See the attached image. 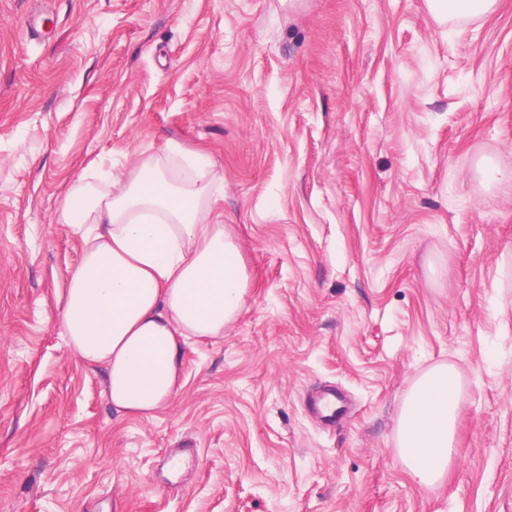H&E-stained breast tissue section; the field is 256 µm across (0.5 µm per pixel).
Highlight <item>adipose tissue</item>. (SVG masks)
<instances>
[{"label":"adipose tissue","mask_w":512,"mask_h":512,"mask_svg":"<svg viewBox=\"0 0 512 512\" xmlns=\"http://www.w3.org/2000/svg\"><path fill=\"white\" fill-rule=\"evenodd\" d=\"M224 190L208 155L172 150L108 175L91 192L76 186L59 220L82 231L69 271L60 334L83 362L103 366L115 413L150 417L183 387L184 347L217 339L241 313L249 275L214 204ZM459 408L452 367L421 375L400 413L398 454L430 486L448 472Z\"/></svg>","instance_id":"1"}]
</instances>
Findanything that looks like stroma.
Masks as SVG:
<instances>
[{"label":"stroma","instance_id":"35a3bbf8","mask_svg":"<svg viewBox=\"0 0 512 512\" xmlns=\"http://www.w3.org/2000/svg\"><path fill=\"white\" fill-rule=\"evenodd\" d=\"M172 148L214 161L250 289L175 400L120 418L59 334L83 243L58 209ZM441 363L455 453L422 486L398 420ZM0 512H512V0L444 25L426 0H0Z\"/></svg>","mask_w":512,"mask_h":512}]
</instances>
